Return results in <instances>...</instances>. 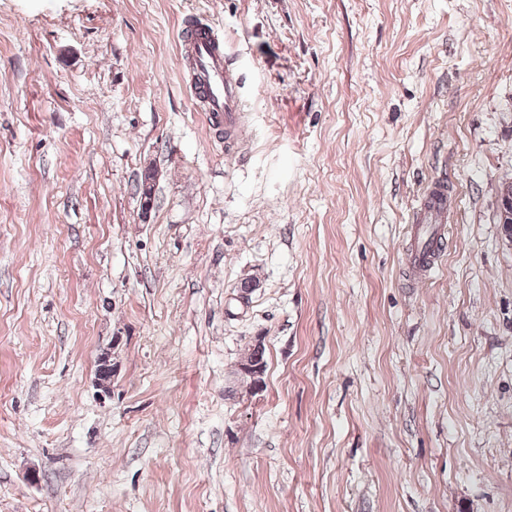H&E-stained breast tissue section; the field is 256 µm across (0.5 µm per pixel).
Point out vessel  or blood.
Here are the masks:
<instances>
[{
	"label": "vessel or blood",
	"mask_w": 512,
	"mask_h": 512,
	"mask_svg": "<svg viewBox=\"0 0 512 512\" xmlns=\"http://www.w3.org/2000/svg\"><path fill=\"white\" fill-rule=\"evenodd\" d=\"M180 45L191 61L192 99L204 112L209 130L223 137L226 154L245 155L248 144L241 136L245 123L243 79L233 68L226 46L211 26L194 22L184 26ZM423 198V206L413 218L417 244L412 260L416 267L428 271L437 264L440 254L428 251L426 243L430 240L442 243L444 226L448 222L450 203L446 182L431 180Z\"/></svg>",
	"instance_id": "vessel-or-blood-1"
}]
</instances>
